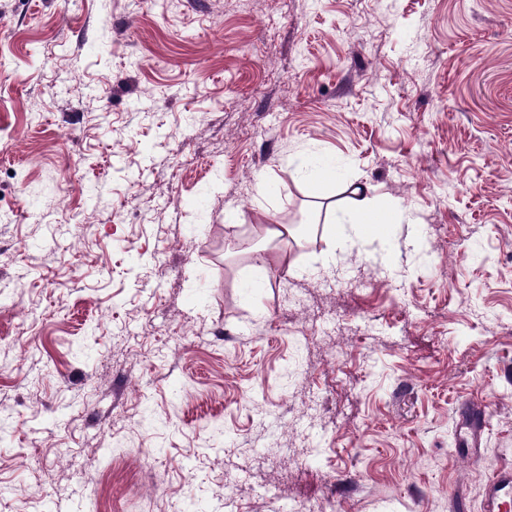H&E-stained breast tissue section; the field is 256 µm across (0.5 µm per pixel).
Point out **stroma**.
<instances>
[{"label":"stroma","instance_id":"obj_1","mask_svg":"<svg viewBox=\"0 0 512 512\" xmlns=\"http://www.w3.org/2000/svg\"><path fill=\"white\" fill-rule=\"evenodd\" d=\"M1 139L0 512H482L512 0H0ZM350 183L404 218L330 260ZM489 423V415L486 413H473L464 418L463 427L465 435L460 441V448H477L480 443V435L483 428Z\"/></svg>","mask_w":512,"mask_h":512}]
</instances>
